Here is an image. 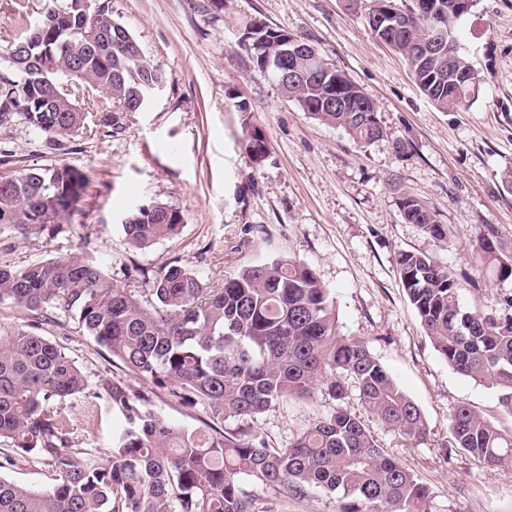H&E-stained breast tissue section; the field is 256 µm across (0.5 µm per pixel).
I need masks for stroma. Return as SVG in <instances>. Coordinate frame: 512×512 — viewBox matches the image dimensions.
<instances>
[{
  "instance_id": "1",
  "label": "stroma",
  "mask_w": 512,
  "mask_h": 512,
  "mask_svg": "<svg viewBox=\"0 0 512 512\" xmlns=\"http://www.w3.org/2000/svg\"><path fill=\"white\" fill-rule=\"evenodd\" d=\"M0 0V59L33 24L43 0ZM370 0H112V17L138 43L164 85L123 128L101 136L46 141L19 120L0 123V175L69 165L89 183L71 228L55 237H21L0 227V263L16 267L90 254L107 277L147 293L154 270L180 259L218 288L257 252L307 263L330 289L341 336L366 341L395 382L422 409L428 435L417 445L382 425L357 397L378 445L425 483L434 512H512V470L484 466L454 445L450 416L468 404L512 429L499 395L448 367L423 330L398 274L399 252H421L448 267L472 309L496 306L512 281L479 268L473 248L494 236L512 256V0H474L454 23L461 53L480 77L465 109L439 111L414 83L406 61L373 35ZM259 16L314 45L374 102L383 138L362 146L283 97L254 68L236 36ZM262 131L263 162L245 151L246 131ZM424 200L448 230L429 236L405 222L404 196ZM161 202L185 217L178 236L149 251L130 247L126 215ZM38 332L64 348L85 373L87 393L71 401L70 445L106 455L113 414L105 381L142 388L87 335L77 319L47 310ZM334 400L315 393L251 421L257 438L281 447ZM253 512H336L318 488L297 498L243 476Z\"/></svg>"
}]
</instances>
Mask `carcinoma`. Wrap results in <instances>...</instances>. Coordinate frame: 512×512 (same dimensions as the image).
Segmentation results:
<instances>
[{
  "label": "carcinoma",
  "mask_w": 512,
  "mask_h": 512,
  "mask_svg": "<svg viewBox=\"0 0 512 512\" xmlns=\"http://www.w3.org/2000/svg\"><path fill=\"white\" fill-rule=\"evenodd\" d=\"M400 7L401 29L387 44L407 61L420 91L441 111L462 108L473 88L461 73L473 70L460 53L434 49L437 28L455 32L450 0H435L445 18ZM242 48L259 71L302 111L343 129L367 145L383 136L369 96L336 69L311 74L313 55L284 52L288 31L260 17L247 21ZM303 73L292 81L288 71ZM163 80L128 30L112 18V0H46L41 18L8 50L0 69V122L19 119L48 141L76 133L121 128L119 114L134 111L149 85ZM99 94L97 129L85 130V91ZM338 94L343 105L327 104ZM254 162L266 139L246 132ZM88 177L62 165L0 176V225L23 236L53 237L70 224ZM403 219L442 239L445 226L426 202L407 196ZM181 210L153 202L123 223L128 244L147 250L178 235ZM475 253L499 282L512 280V259L491 237ZM399 275L436 351L454 372L495 390L512 416V294L500 307L472 311L451 271L423 253L402 251ZM150 298L109 280L86 256L15 268L0 265V300L34 313L59 310L78 319L95 342L145 384L102 385L123 418L104 459L69 445L62 407L88 390L76 362L33 330L0 336V441L4 457L50 465L55 482L33 489L0 475V512H252L239 484L245 475L292 496L311 487L337 495V512H432L429 488L386 454L360 415L361 405L390 430L418 443L427 425L418 404L395 383L368 345L338 335L330 290L296 258L259 256L210 288L194 270L173 260L153 271ZM166 389L186 408H205L207 429L169 421L151 409L152 389ZM325 389L337 402L285 447L252 434L244 422L288 399ZM234 420L235 428L224 427ZM457 447L489 467L512 468V431H504L466 404L451 414Z\"/></svg>",
  "instance_id": "carcinoma-1"
}]
</instances>
